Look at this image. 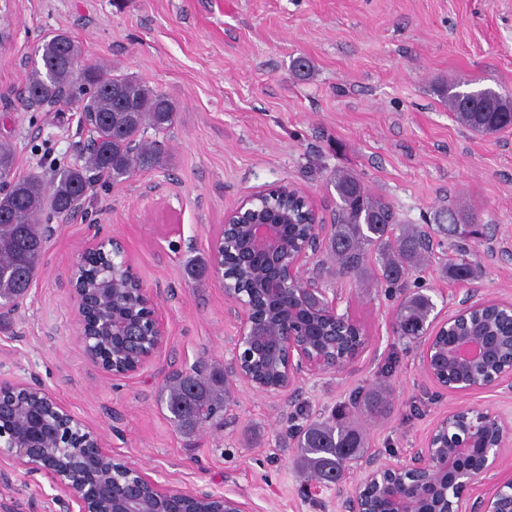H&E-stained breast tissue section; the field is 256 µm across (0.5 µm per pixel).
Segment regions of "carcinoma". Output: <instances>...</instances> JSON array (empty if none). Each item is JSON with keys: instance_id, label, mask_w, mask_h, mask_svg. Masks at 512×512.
Returning <instances> with one entry per match:
<instances>
[{"instance_id": "obj_1", "label": "carcinoma", "mask_w": 512, "mask_h": 512, "mask_svg": "<svg viewBox=\"0 0 512 512\" xmlns=\"http://www.w3.org/2000/svg\"><path fill=\"white\" fill-rule=\"evenodd\" d=\"M40 66L32 68L25 85L24 100L36 95L45 104L62 100L72 102L86 117L93 119V137L87 144L84 163L58 169L50 178L32 174L14 177V152L0 143V178L9 188L0 191V299L14 301L30 289L39 260L48 241L41 215L48 208L56 215L76 211L87 197L95 178L104 176L121 183L138 170L163 164L155 143L145 140L147 130L169 128L176 112L172 102L130 77H114L96 65H82L78 49L63 33L53 34L34 48ZM448 102V110L472 131L494 134L512 125V99L491 89L469 97L451 83L439 90ZM339 199L334 232L328 250L339 269L361 275L365 269L366 249L377 246L381 279L389 288L404 287L406 276L426 259L429 234L413 224H397L392 207L373 196L361 178L339 171L332 180ZM304 207L286 191L270 197L267 216L277 219L290 212L293 222L283 226L289 241L301 240L311 229L305 223ZM441 231L458 234L457 212L449 207L441 212ZM226 273L252 294L257 307L268 313L273 306L254 291L251 281L239 269L232 255L225 257ZM83 288L100 292L102 298L96 320H112V311L136 323L141 320L142 301L132 290L125 269L112 266L110 253L100 254L80 270ZM434 310L431 298L421 292L405 296L396 309L397 329L403 336L416 338L426 334L428 318ZM265 355L254 364L256 378L265 385H275L281 366L275 351V329L266 328ZM228 385L217 379L185 375L167 386V406L180 426H194L213 417L229 397ZM30 397H18L15 410L0 416V430L19 432L26 413L33 406ZM386 405L384 392L377 390L358 402V407L374 415ZM297 448L306 472L313 478L326 479L343 471L347 463L360 456L364 447L361 433L340 415L329 422H311L294 431Z\"/></svg>"}]
</instances>
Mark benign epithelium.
<instances>
[{
    "label": "benign epithelium",
    "mask_w": 512,
    "mask_h": 512,
    "mask_svg": "<svg viewBox=\"0 0 512 512\" xmlns=\"http://www.w3.org/2000/svg\"><path fill=\"white\" fill-rule=\"evenodd\" d=\"M270 191L262 190L241 199L224 215V227L220 236L222 247H228L227 232L235 228L233 235L240 236L243 258L249 253H264L276 260V264L287 269L288 277H278L260 284V289L272 300L285 293H293L294 307L286 313L277 314L282 326L278 347L288 352L284 376L275 386H264L268 394H278L290 387L299 376L318 375L328 370H343L352 361L328 360L313 354L304 340L298 336L301 327L299 311L306 307V298L316 296L321 306L316 314L321 317L342 318L336 301L328 299L325 289L318 283L303 277L302 272L320 241L324 229L322 224H314L310 237L298 247L285 245L279 234V225L265 221L261 208L262 201ZM296 287L290 289L288 285ZM79 301L80 320L78 337L85 357L104 372L114 376L131 375L143 369L162 343V330L155 314H150V329L153 336L128 368H116L99 354L97 338L88 330L89 308L82 290L74 288ZM224 293L231 298L239 318V336L235 348V372L237 376L256 385L249 365L253 359L251 349L257 347L253 334V309L246 297L229 283H224ZM494 307L505 311L512 319V302L488 300L466 303L453 316L448 318L440 329L457 323L471 311ZM496 337L481 333L458 336L454 342L440 351L434 346V338H429L424 352V367L429 377L437 384L456 393H471L476 390L495 389L512 385V356L505 363H499L489 370ZM12 388L24 390L38 396L49 410L64 418L75 427L85 439L93 442L91 448H45L39 446L42 425L34 423L20 436L0 434V462L14 468H22L29 473H43L51 479L53 486L65 497L69 512H170V504L178 499L205 505L219 503L224 512H250L248 503L226 495L211 492H185L172 486L163 485L147 475L130 470L133 477L130 490L123 495L112 492V473H100L90 467L75 472L66 464V458H90L93 461L115 466L120 464L106 450L101 437L82 420L72 415L63 405L38 384L14 383ZM465 415L466 431L456 425V416ZM512 440V428L504 419L494 413L456 409L442 417L432 429L426 447L418 449L407 463H396L371 469L356 490L343 502L345 512H369L365 497L366 486L379 484L378 512H418V502L425 498L424 490L434 487L436 497L430 512H466L463 495L474 485L483 481L490 472L500 466L499 449ZM410 471L433 474L437 482L429 486H407L396 483H379V477L389 473L394 476ZM480 512H512V476L497 482L480 501Z\"/></svg>",
    "instance_id": "1"
}]
</instances>
